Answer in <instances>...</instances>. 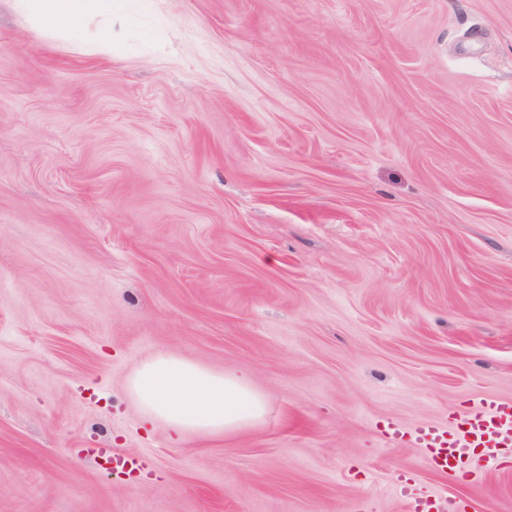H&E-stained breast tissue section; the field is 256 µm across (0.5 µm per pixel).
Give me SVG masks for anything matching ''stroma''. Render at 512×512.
Returning a JSON list of instances; mask_svg holds the SVG:
<instances>
[{
	"label": "stroma",
	"mask_w": 512,
	"mask_h": 512,
	"mask_svg": "<svg viewBox=\"0 0 512 512\" xmlns=\"http://www.w3.org/2000/svg\"><path fill=\"white\" fill-rule=\"evenodd\" d=\"M156 4L102 49L0 0V512H512L377 428L512 401V0ZM160 352L263 417L173 438ZM397 481L404 498L405 512H453L448 504L447 497L413 494L411 492L412 472L398 474Z\"/></svg>",
	"instance_id": "1"
}]
</instances>
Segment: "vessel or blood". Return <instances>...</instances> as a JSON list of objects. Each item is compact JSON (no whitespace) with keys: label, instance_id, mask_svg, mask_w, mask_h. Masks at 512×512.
Masks as SVG:
<instances>
[{"label":"vessel or blood","instance_id":"1","mask_svg":"<svg viewBox=\"0 0 512 512\" xmlns=\"http://www.w3.org/2000/svg\"><path fill=\"white\" fill-rule=\"evenodd\" d=\"M380 428L393 443L411 442L423 448L427 466L451 478L477 479L485 464L497 470L512 468V401L481 398L456 412L446 427L408 431L388 420ZM397 480L404 512H449L447 499L412 492V473L398 474Z\"/></svg>","mask_w":512,"mask_h":512}]
</instances>
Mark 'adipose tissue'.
<instances>
[{
	"label": "adipose tissue",
	"mask_w": 512,
	"mask_h": 512,
	"mask_svg": "<svg viewBox=\"0 0 512 512\" xmlns=\"http://www.w3.org/2000/svg\"><path fill=\"white\" fill-rule=\"evenodd\" d=\"M14 6L33 27L68 40L86 35L91 15L105 16L97 39L106 46L122 38L131 20L128 0H15ZM127 387L146 415L179 437L230 434L265 410L244 373L215 372L169 353L143 362Z\"/></svg>",
	"instance_id": "1"
}]
</instances>
